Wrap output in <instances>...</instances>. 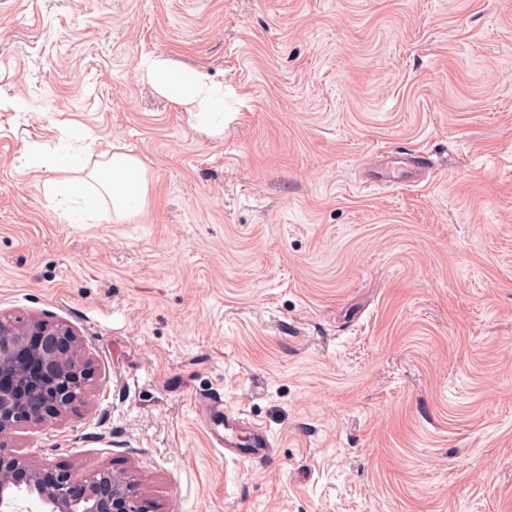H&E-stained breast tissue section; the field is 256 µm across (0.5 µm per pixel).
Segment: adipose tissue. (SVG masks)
I'll list each match as a JSON object with an SVG mask.
<instances>
[{"label": "adipose tissue", "instance_id": "1", "mask_svg": "<svg viewBox=\"0 0 512 512\" xmlns=\"http://www.w3.org/2000/svg\"><path fill=\"white\" fill-rule=\"evenodd\" d=\"M155 89L169 100L194 113L200 123L219 129L218 118L224 110V97L202 72L175 68L162 60L141 64ZM61 179L46 183V192L72 224H85L102 217L106 211L119 216L141 210L147 182L140 160L124 152H112L105 160L90 162L66 150L58 151L49 162Z\"/></svg>", "mask_w": 512, "mask_h": 512}]
</instances>
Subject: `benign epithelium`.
<instances>
[{
	"label": "benign epithelium",
	"instance_id": "benign-epithelium-1",
	"mask_svg": "<svg viewBox=\"0 0 512 512\" xmlns=\"http://www.w3.org/2000/svg\"><path fill=\"white\" fill-rule=\"evenodd\" d=\"M94 378L71 326L38 317L15 322L0 313V436L62 420L86 402ZM22 492L37 512H150L132 475L118 477L102 464L78 478L0 448V512H13Z\"/></svg>",
	"mask_w": 512,
	"mask_h": 512
}]
</instances>
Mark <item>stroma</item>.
I'll return each instance as SVG.
<instances>
[{
  "mask_svg": "<svg viewBox=\"0 0 512 512\" xmlns=\"http://www.w3.org/2000/svg\"><path fill=\"white\" fill-rule=\"evenodd\" d=\"M64 145L137 157L142 211L62 218L30 157ZM0 310L96 367L0 437L33 464L163 512H512V0H0ZM141 68L155 89L169 100L183 106L200 123L219 130L222 120L215 114L224 112V92L219 94L202 72L174 68L163 60H146Z\"/></svg>",
  "mask_w": 512,
  "mask_h": 512,
  "instance_id": "obj_1",
  "label": "stroma"
}]
</instances>
